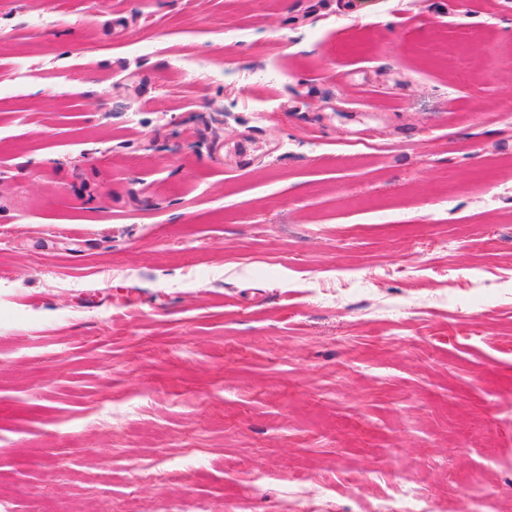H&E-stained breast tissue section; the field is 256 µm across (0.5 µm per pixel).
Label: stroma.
Returning <instances> with one entry per match:
<instances>
[{"label": "stroma", "instance_id": "obj_1", "mask_svg": "<svg viewBox=\"0 0 512 512\" xmlns=\"http://www.w3.org/2000/svg\"><path fill=\"white\" fill-rule=\"evenodd\" d=\"M509 99L512 0H0V512H512ZM312 480L298 477L288 483L285 488L288 498L289 512H310L311 509V487ZM413 482L411 478L404 479L396 496L382 501L375 512H437L436 504L416 490Z\"/></svg>", "mask_w": 512, "mask_h": 512}]
</instances>
